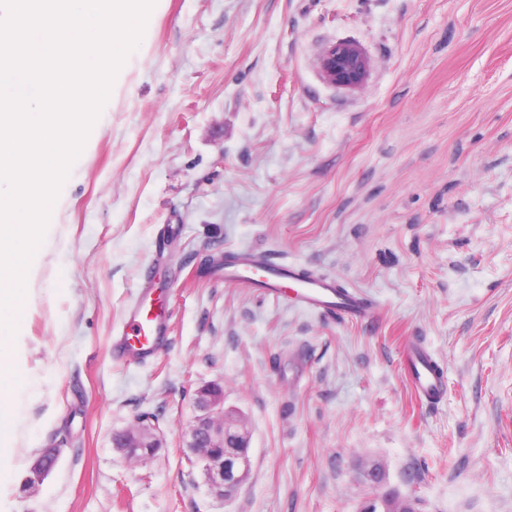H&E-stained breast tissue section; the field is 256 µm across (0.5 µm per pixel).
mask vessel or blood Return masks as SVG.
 <instances>
[{
    "label": "vessel or blood",
    "instance_id": "1",
    "mask_svg": "<svg viewBox=\"0 0 512 512\" xmlns=\"http://www.w3.org/2000/svg\"><path fill=\"white\" fill-rule=\"evenodd\" d=\"M224 280L251 284L312 312H333L356 319L368 318L373 312L360 292L342 290L335 279L306 277L292 264L271 261L248 251L225 266ZM168 329L169 317L161 298L143 292L127 306L125 323L114 342V354L133 361L148 360L166 339ZM405 362L414 394L428 404L440 400L445 380L432 355L420 344L412 343L406 349Z\"/></svg>",
    "mask_w": 512,
    "mask_h": 512
}]
</instances>
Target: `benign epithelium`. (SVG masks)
<instances>
[{
  "label": "benign epithelium",
  "instance_id": "7a95c632",
  "mask_svg": "<svg viewBox=\"0 0 512 512\" xmlns=\"http://www.w3.org/2000/svg\"><path fill=\"white\" fill-rule=\"evenodd\" d=\"M322 70L331 85L353 89L365 83L369 62L358 45L339 42L324 55ZM195 406L199 414L186 435L187 458L201 468L209 493L226 500L250 470L248 428L241 417L224 410V389L215 384L195 391ZM113 447L132 459L151 455L162 442L151 425L138 420L114 436Z\"/></svg>",
  "mask_w": 512,
  "mask_h": 512
}]
</instances>
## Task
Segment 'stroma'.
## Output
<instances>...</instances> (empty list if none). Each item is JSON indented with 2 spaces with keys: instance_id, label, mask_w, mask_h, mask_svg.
Returning a JSON list of instances; mask_svg holds the SVG:
<instances>
[{
  "instance_id": "obj_1",
  "label": "stroma",
  "mask_w": 512,
  "mask_h": 512,
  "mask_svg": "<svg viewBox=\"0 0 512 512\" xmlns=\"http://www.w3.org/2000/svg\"><path fill=\"white\" fill-rule=\"evenodd\" d=\"M358 44L363 86L321 58ZM242 250L334 277L368 320L224 281ZM14 344L0 512H360L380 462L420 512H512V0H155L51 211ZM152 270L169 336L112 354ZM442 366L420 405L403 351ZM250 432L212 498L183 440L204 385ZM149 417L132 464L115 432ZM60 449L26 489L31 460ZM322 70L328 82L337 87H361L367 78L369 62L361 48L351 42L330 47L322 59Z\"/></svg>"
}]
</instances>
